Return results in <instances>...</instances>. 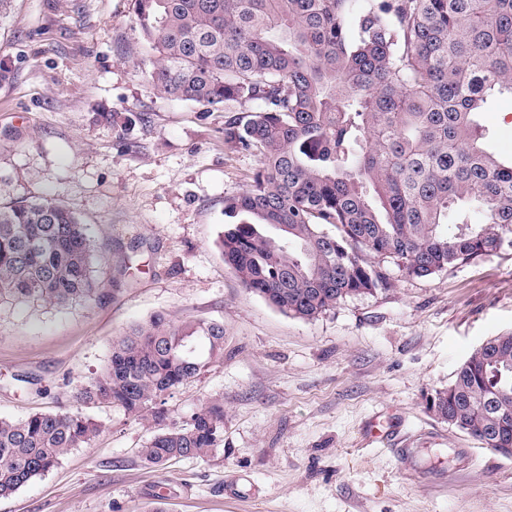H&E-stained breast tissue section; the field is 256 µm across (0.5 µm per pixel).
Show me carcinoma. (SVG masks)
Wrapping results in <instances>:
<instances>
[{
	"label": "carcinoma",
	"instance_id": "cac0c4a2",
	"mask_svg": "<svg viewBox=\"0 0 512 512\" xmlns=\"http://www.w3.org/2000/svg\"><path fill=\"white\" fill-rule=\"evenodd\" d=\"M132 11L154 92L249 113L224 124L258 167L224 198L219 245L243 287L284 315L311 321L385 292L391 264L427 278L512 246V160L486 150L477 123L490 97L512 94V0H132ZM93 252L55 198L1 204L0 300L92 299ZM222 361L220 322L127 328L70 408L0 418V497L94 443L88 408L151 419L149 465L209 456L224 406L168 424L161 403ZM450 397L484 447L512 440V333L435 393L444 421Z\"/></svg>",
	"mask_w": 512,
	"mask_h": 512
}]
</instances>
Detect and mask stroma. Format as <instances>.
<instances>
[{
  "label": "stroma",
  "mask_w": 512,
  "mask_h": 512,
  "mask_svg": "<svg viewBox=\"0 0 512 512\" xmlns=\"http://www.w3.org/2000/svg\"><path fill=\"white\" fill-rule=\"evenodd\" d=\"M131 0H10L0 14V203L59 200L87 228L99 291L63 306L0 301V418L68 407L113 339L157 315L224 325V361L167 396L169 421L224 404V444L148 466L152 421L100 432L0 512H512V457L430 407L487 339L512 332V247L356 296L312 321L243 288L218 235L254 152L230 113L147 85ZM479 121L512 154V96ZM412 451L401 466L392 451Z\"/></svg>",
  "instance_id": "35a3bbf8"
}]
</instances>
